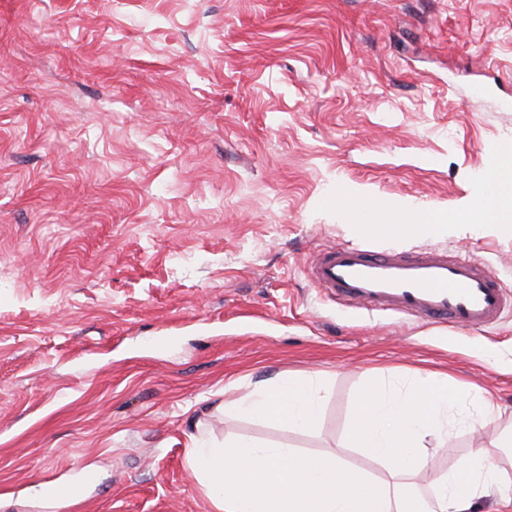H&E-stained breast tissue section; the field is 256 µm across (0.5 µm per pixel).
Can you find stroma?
Returning a JSON list of instances; mask_svg holds the SVG:
<instances>
[{
	"mask_svg": "<svg viewBox=\"0 0 512 512\" xmlns=\"http://www.w3.org/2000/svg\"><path fill=\"white\" fill-rule=\"evenodd\" d=\"M512 142V0H0V512L93 473L68 512H217L194 441L333 453L381 371L448 375L416 476L512 427V311L467 341L312 287L325 244L473 255L512 236L363 237L336 186L467 210ZM325 381L312 433L222 410ZM493 412L483 416L484 404Z\"/></svg>",
	"mask_w": 512,
	"mask_h": 512,
	"instance_id": "35a3bbf8",
	"label": "stroma"
}]
</instances>
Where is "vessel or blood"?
Returning a JSON list of instances; mask_svg holds the SVG:
<instances>
[{
	"label": "vessel or blood",
	"mask_w": 512,
	"mask_h": 512,
	"mask_svg": "<svg viewBox=\"0 0 512 512\" xmlns=\"http://www.w3.org/2000/svg\"><path fill=\"white\" fill-rule=\"evenodd\" d=\"M308 276L340 305L402 313L426 325L464 330L470 338L512 309V295L497 271L442 250L409 254L331 245L316 252Z\"/></svg>",
	"instance_id": "b4317fda"
}]
</instances>
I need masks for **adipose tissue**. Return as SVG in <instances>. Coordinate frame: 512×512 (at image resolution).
I'll list each match as a JSON object with an SVG mask.
<instances>
[{
	"label": "adipose tissue",
	"instance_id": "1",
	"mask_svg": "<svg viewBox=\"0 0 512 512\" xmlns=\"http://www.w3.org/2000/svg\"><path fill=\"white\" fill-rule=\"evenodd\" d=\"M488 209L429 212L378 204L350 185L336 188V208L365 235L433 237L454 224L493 226L512 235V144L499 151L496 172L484 181ZM324 381L316 375H282L246 396L228 399L225 410L284 426L316 430ZM458 400L446 377L417 373L396 381L370 377L358 391L346 440L382 469L349 481L333 454L312 456L246 437L223 446L193 444L188 462L217 512H470L475 498L512 479L500 462L479 450L469 466L439 472L428 498L415 492L414 477L427 463L425 441L446 432Z\"/></svg>",
	"mask_w": 512,
	"mask_h": 512
}]
</instances>
